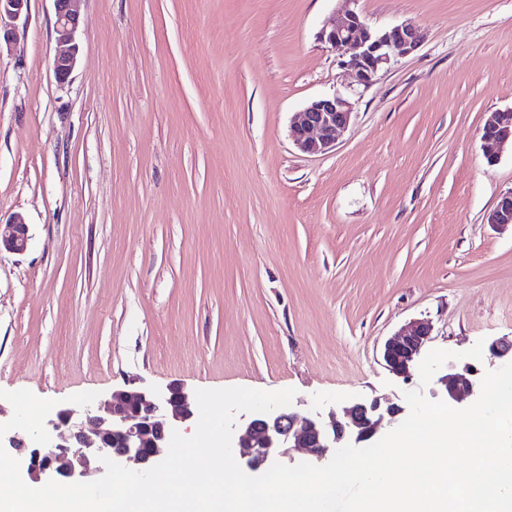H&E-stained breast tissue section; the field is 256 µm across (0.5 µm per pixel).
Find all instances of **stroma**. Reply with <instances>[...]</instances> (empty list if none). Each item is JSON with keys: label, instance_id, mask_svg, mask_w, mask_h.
<instances>
[{"label": "stroma", "instance_id": "stroma-1", "mask_svg": "<svg viewBox=\"0 0 512 512\" xmlns=\"http://www.w3.org/2000/svg\"><path fill=\"white\" fill-rule=\"evenodd\" d=\"M342 0H81L80 55L53 73V0L0 47V422L42 429L118 390L295 389L306 414L419 389L385 340L431 320L433 348L512 337V0H357L424 33L369 88L321 42ZM355 104L335 150L295 112ZM496 161H489V154ZM354 113V103L343 94L317 98L296 113L290 125V138L304 154L325 155L336 148ZM482 139L497 147L512 145V109L487 113L482 127ZM486 223L500 228H512V191L499 197L497 203L486 215ZM29 240V228L21 215H14L5 224L0 220V252L3 248L15 254L24 253Z\"/></svg>", "mask_w": 512, "mask_h": 512}]
</instances>
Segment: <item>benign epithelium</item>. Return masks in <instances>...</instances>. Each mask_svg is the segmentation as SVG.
<instances>
[{"instance_id":"benign-epithelium-1","label":"benign epithelium","mask_w":512,"mask_h":512,"mask_svg":"<svg viewBox=\"0 0 512 512\" xmlns=\"http://www.w3.org/2000/svg\"><path fill=\"white\" fill-rule=\"evenodd\" d=\"M29 0H0V40L9 44L28 23ZM58 52L53 63L59 86L70 81L80 51V0H53ZM321 41L337 53L352 83L364 88L395 60L414 52L423 41L421 30L405 21L389 30H374L354 9L341 17H329ZM354 114V103L340 93L311 101L296 113L290 138L302 153L319 156L336 148ZM482 139L497 147L512 142V109L487 113ZM486 223L512 227V191L499 197L486 215ZM29 228L16 214L0 223V249L24 253ZM434 340L432 322L416 319L388 337L382 349L387 370L405 382L414 372ZM490 362H512V339L494 340L489 345ZM482 370L476 365L450 361L440 370L433 394L449 403L474 401L481 391ZM407 410V405L389 397L363 399L328 413L306 415L280 409L249 418L234 433V452L248 475H261L274 463H296L294 453L304 452L321 462L340 447L364 448L375 443L384 428ZM195 417L194 396L181 389L168 391L121 390L86 408L80 414L61 409L43 429L29 435L16 428L0 431V445L20 457L23 473L33 481L83 482L105 472L99 456L136 471H145L164 459L173 431H182ZM83 452L69 456V448Z\"/></svg>"}]
</instances>
